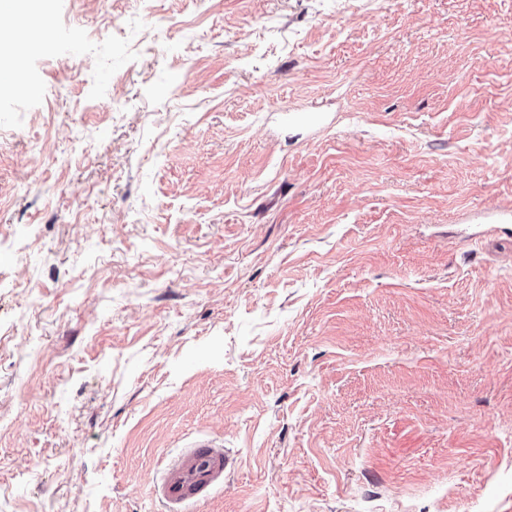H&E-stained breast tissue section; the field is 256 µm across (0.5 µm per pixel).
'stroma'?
Wrapping results in <instances>:
<instances>
[{"instance_id": "stroma-1", "label": "stroma", "mask_w": 512, "mask_h": 512, "mask_svg": "<svg viewBox=\"0 0 512 512\" xmlns=\"http://www.w3.org/2000/svg\"><path fill=\"white\" fill-rule=\"evenodd\" d=\"M512 0H50L0 88V512H512ZM213 439L200 438L167 461L154 485L162 512H187L207 502L224 488V472L230 460Z\"/></svg>"}]
</instances>
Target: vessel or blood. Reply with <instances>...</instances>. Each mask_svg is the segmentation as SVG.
<instances>
[{"instance_id":"1","label":"vessel or blood","mask_w":512,"mask_h":512,"mask_svg":"<svg viewBox=\"0 0 512 512\" xmlns=\"http://www.w3.org/2000/svg\"><path fill=\"white\" fill-rule=\"evenodd\" d=\"M228 456L210 438H200L167 461L154 485L161 512H188L224 487Z\"/></svg>"}]
</instances>
